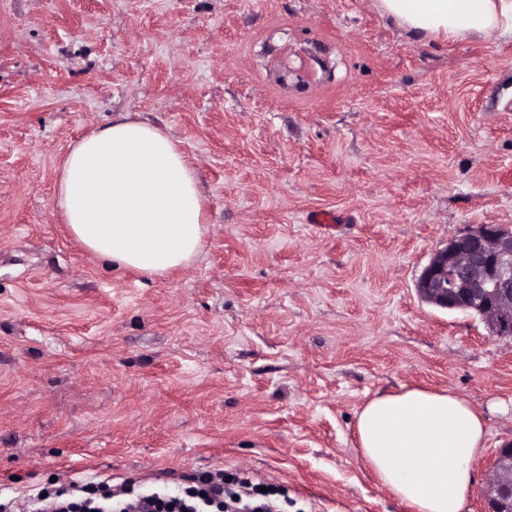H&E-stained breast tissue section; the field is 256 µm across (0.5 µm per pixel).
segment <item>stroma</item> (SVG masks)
Wrapping results in <instances>:
<instances>
[{
    "mask_svg": "<svg viewBox=\"0 0 512 512\" xmlns=\"http://www.w3.org/2000/svg\"><path fill=\"white\" fill-rule=\"evenodd\" d=\"M122 112L207 197L200 257L162 278L52 205L62 155ZM479 224L512 228L511 34L416 40L376 0H0V496L222 468L285 512H412L356 419L427 387L484 417L465 512H485L512 337L416 290Z\"/></svg>",
    "mask_w": 512,
    "mask_h": 512,
    "instance_id": "1",
    "label": "stroma"
}]
</instances>
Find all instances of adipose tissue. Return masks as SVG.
I'll use <instances>...</instances> for the list:
<instances>
[{
  "label": "adipose tissue",
  "mask_w": 512,
  "mask_h": 512,
  "mask_svg": "<svg viewBox=\"0 0 512 512\" xmlns=\"http://www.w3.org/2000/svg\"><path fill=\"white\" fill-rule=\"evenodd\" d=\"M378 8L418 37L512 30V0H378ZM53 200L88 251L152 278L191 265L207 231L198 173L179 143L127 113L63 156ZM356 435L383 487L414 512H463L486 438L466 399L417 387L380 395L360 410Z\"/></svg>",
  "instance_id": "adipose-tissue-1"
}]
</instances>
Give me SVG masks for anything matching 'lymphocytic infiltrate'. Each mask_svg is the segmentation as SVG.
<instances>
[{
	"mask_svg": "<svg viewBox=\"0 0 512 512\" xmlns=\"http://www.w3.org/2000/svg\"><path fill=\"white\" fill-rule=\"evenodd\" d=\"M223 470L204 475L199 486L186 493L173 489L137 490L120 484L112 493L92 496L90 484L71 482L53 492L28 495L20 512H277L275 491H261L259 486L240 483L231 492Z\"/></svg>",
	"mask_w": 512,
	"mask_h": 512,
	"instance_id": "f902f5d3",
	"label": "lymphocytic infiltrate"
}]
</instances>
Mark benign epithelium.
<instances>
[{"mask_svg": "<svg viewBox=\"0 0 512 512\" xmlns=\"http://www.w3.org/2000/svg\"><path fill=\"white\" fill-rule=\"evenodd\" d=\"M427 304L473 313L498 336H512V230L479 224L452 236L421 272ZM488 512H512V444L497 450L485 487Z\"/></svg>", "mask_w": 512, "mask_h": 512, "instance_id": "benign-epithelium-1", "label": "benign epithelium"}]
</instances>
